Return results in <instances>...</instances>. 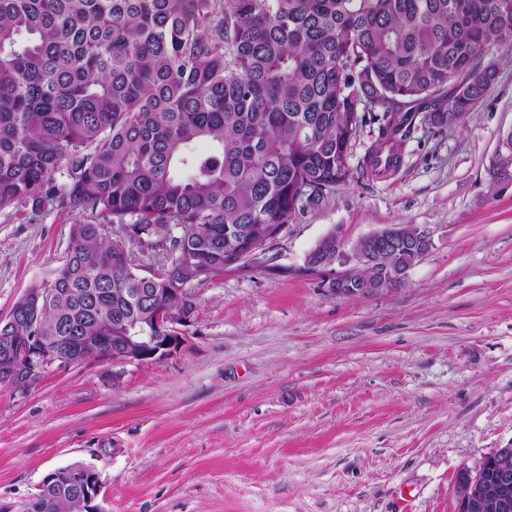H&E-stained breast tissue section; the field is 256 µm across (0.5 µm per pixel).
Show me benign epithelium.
<instances>
[{
    "label": "benign epithelium",
    "instance_id": "7a95c632",
    "mask_svg": "<svg viewBox=\"0 0 512 512\" xmlns=\"http://www.w3.org/2000/svg\"><path fill=\"white\" fill-rule=\"evenodd\" d=\"M287 231V225L270 229L269 235L261 240L247 239L236 249L234 264L243 265L279 241ZM432 245L431 236L413 225L390 224L379 228L358 242L350 252L343 251V244L334 235L323 239L306 258L311 269H327L335 263L354 261L351 271H345L334 278L330 288L338 295H355L359 284L354 276L360 268L372 266L392 254L403 251L422 258ZM180 295L182 302L173 309L162 302L171 295ZM144 317L142 321L127 327L126 335L112 337V379L121 376L119 368L134 362L161 357L175 348L181 341L180 327L185 325L194 310V303L186 288H156L151 296L142 300ZM53 336H28L25 338L26 351L23 353L26 366L11 370L0 380L15 385L28 386L39 381L52 371L66 370L77 362L75 357L64 362L54 349ZM496 464V484L488 485L481 478L480 471L462 473L458 480V512H512V448H501L488 456ZM71 476L75 491L85 505L83 512H99L95 500L100 492L101 482L96 469L89 464H76L55 470L47 475L28 502L51 503V497L65 490L61 479Z\"/></svg>",
    "mask_w": 512,
    "mask_h": 512
}]
</instances>
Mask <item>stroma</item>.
<instances>
[{"instance_id":"obj_1","label":"stroma","mask_w":512,"mask_h":512,"mask_svg":"<svg viewBox=\"0 0 512 512\" xmlns=\"http://www.w3.org/2000/svg\"><path fill=\"white\" fill-rule=\"evenodd\" d=\"M456 126L417 124L399 166L363 173L290 221L275 245L195 285L183 340L124 366L96 359L35 384L0 383V501L53 470L100 474L101 512H456L457 477L512 448V176L492 177L512 129V47ZM64 207L0 210V319L65 261ZM388 224L432 246L403 283L339 296L342 265L308 268Z\"/></svg>"}]
</instances>
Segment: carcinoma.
I'll list each match as a JSON object with an SVG mask.
<instances>
[{"label":"carcinoma","instance_id":"carcinoma-1","mask_svg":"<svg viewBox=\"0 0 512 512\" xmlns=\"http://www.w3.org/2000/svg\"><path fill=\"white\" fill-rule=\"evenodd\" d=\"M512 0H0V209L73 206L65 263L39 288L41 327L120 336L131 295L224 269L243 224H287L364 160H399L422 114L445 127L493 85ZM372 100L364 112L354 102ZM207 140L212 151L192 146ZM512 170V134L493 174ZM121 224L155 273L110 240ZM53 512H81L65 492Z\"/></svg>","mask_w":512,"mask_h":512}]
</instances>
